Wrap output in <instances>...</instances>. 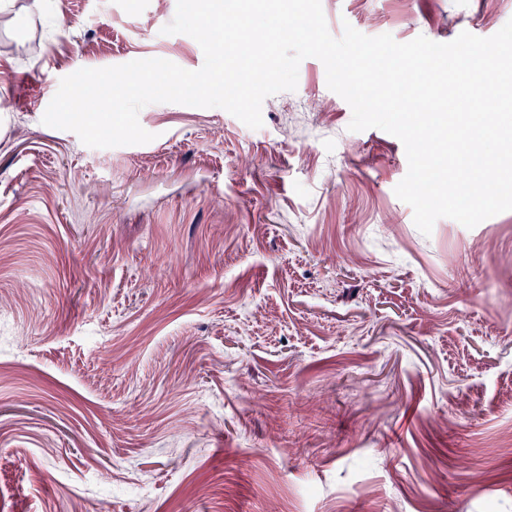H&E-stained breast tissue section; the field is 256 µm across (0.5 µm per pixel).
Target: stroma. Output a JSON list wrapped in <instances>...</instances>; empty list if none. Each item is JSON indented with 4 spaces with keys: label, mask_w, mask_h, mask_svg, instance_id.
<instances>
[{
    "label": "stroma",
    "mask_w": 512,
    "mask_h": 512,
    "mask_svg": "<svg viewBox=\"0 0 512 512\" xmlns=\"http://www.w3.org/2000/svg\"><path fill=\"white\" fill-rule=\"evenodd\" d=\"M401 43L512 0H321ZM177 0H0V512H512V211L415 226L402 142L304 59L252 129L43 124L63 77L202 67ZM320 107L290 119L296 99Z\"/></svg>",
    "instance_id": "1"
}]
</instances>
